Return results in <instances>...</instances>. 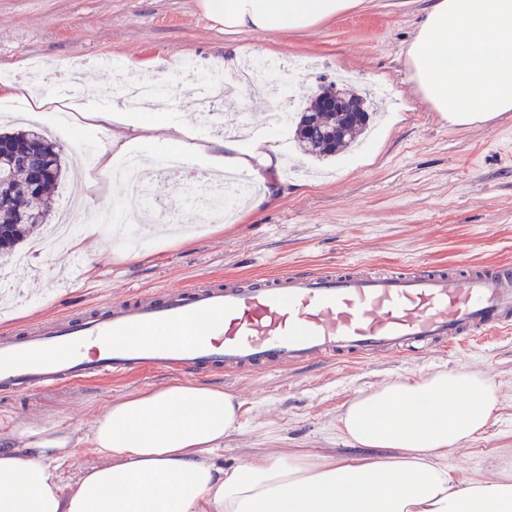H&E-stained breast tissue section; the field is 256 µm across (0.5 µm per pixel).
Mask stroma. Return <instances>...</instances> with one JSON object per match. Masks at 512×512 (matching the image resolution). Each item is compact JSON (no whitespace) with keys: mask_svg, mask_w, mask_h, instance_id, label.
I'll use <instances>...</instances> for the list:
<instances>
[{"mask_svg":"<svg viewBox=\"0 0 512 512\" xmlns=\"http://www.w3.org/2000/svg\"><path fill=\"white\" fill-rule=\"evenodd\" d=\"M431 0H363L360 8L308 32H225L199 0H0V80L40 73L47 92L80 94L81 82L112 86L125 79L124 62L151 63L157 84L174 88L183 61L219 79L214 63L224 54L262 62L261 76L276 75L313 94L353 73L354 89L383 87V118L360 147L324 160L291 142L283 159L284 191L228 223L222 211L194 214L189 188L162 180L147 201L179 224L131 225L143 200L106 177H77L66 170L53 191V211L83 203L103 228L95 248L100 261L66 254L55 243L19 245L26 262L0 261V330L46 314H61L100 299L123 298L158 285L187 284L226 275L281 269L338 270L351 264L399 269L424 261L512 263V112L471 126H454L412 92L405 51ZM115 69L100 73L97 57ZM274 98H252L244 108L218 113L216 129L199 123L196 99L181 97L178 117L201 136H231L239 127L264 130ZM65 155L109 150L111 134L69 126L55 136ZM480 371L496 383L501 404L485 431L448 459L453 473L494 478L512 456V333L428 353L391 354L368 361L320 362L303 369L227 376L198 374L194 381L224 388L242 402L241 429L225 436L219 465L273 450H305L341 458L351 449L339 417L355 396L398 378L433 370ZM179 376L148 370L112 380H87L48 392L0 399V450L17 447L12 426L61 422L75 443L57 474L72 487L98 458L85 442L93 418L111 404Z\"/></svg>","mask_w":512,"mask_h":512,"instance_id":"stroma-1","label":"stroma"}]
</instances>
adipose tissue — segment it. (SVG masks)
I'll return each mask as SVG.
<instances>
[{
  "label": "adipose tissue",
  "instance_id": "adipose-tissue-1",
  "mask_svg": "<svg viewBox=\"0 0 512 512\" xmlns=\"http://www.w3.org/2000/svg\"><path fill=\"white\" fill-rule=\"evenodd\" d=\"M361 0H202L230 32L307 31ZM512 0H434L405 53L415 92L450 124L512 112ZM98 105L73 110L112 132L109 174L138 143L164 141L217 172H244L270 202L280 157L270 137L194 143L188 121L160 110L150 123L112 109L110 90L87 86ZM500 402L496 384L471 370L396 379L345 407L339 430L352 455L323 460L271 453L220 467L214 456L240 427L241 401L223 389L174 384L113 404L88 440L103 460L63 492L56 476L70 436L56 422L18 425L26 445L0 451V512H512V458L495 479L453 475L448 455L484 431Z\"/></svg>",
  "mask_w": 512,
  "mask_h": 512
}]
</instances>
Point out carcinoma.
<instances>
[{"mask_svg": "<svg viewBox=\"0 0 512 512\" xmlns=\"http://www.w3.org/2000/svg\"><path fill=\"white\" fill-rule=\"evenodd\" d=\"M333 94L335 91L331 88L321 89L309 110L301 113L296 127L298 141L305 146L308 154L317 158L329 157L347 149L367 129L372 118L367 99L353 90L342 93L340 101L360 106L361 111L356 116L324 109L322 98ZM0 139L10 143L16 154L32 157L41 164H52L55 168V175L45 180L38 189L31 187L26 168L18 166L12 171L9 198L0 203V225L7 228L6 235L0 238V251L9 253L36 230L35 225L23 220L24 214L34 208V202H39L40 211H49L50 193L63 175L64 161L59 146L38 127L1 132Z\"/></svg>", "mask_w": 512, "mask_h": 512, "instance_id": "cac0c4a2", "label": "carcinoma"}]
</instances>
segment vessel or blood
<instances>
[{"label":"vessel or blood","instance_id":"b4317fda","mask_svg":"<svg viewBox=\"0 0 512 512\" xmlns=\"http://www.w3.org/2000/svg\"><path fill=\"white\" fill-rule=\"evenodd\" d=\"M512 327V267L283 271L140 290L0 332V396L148 368L235 375L456 346Z\"/></svg>","mask_w":512,"mask_h":512}]
</instances>
